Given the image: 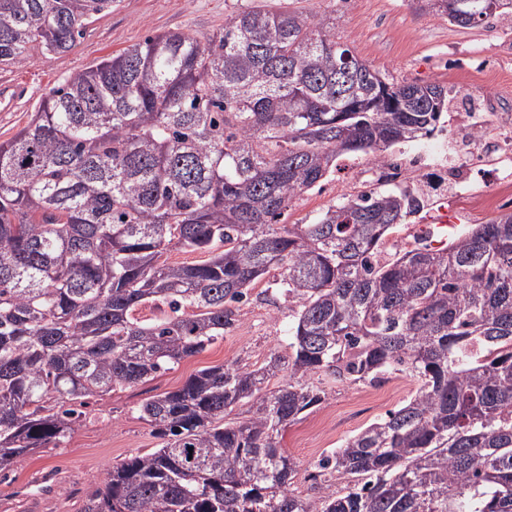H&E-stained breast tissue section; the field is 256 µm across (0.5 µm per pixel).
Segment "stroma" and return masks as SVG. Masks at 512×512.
Masks as SVG:
<instances>
[{"instance_id": "obj_1", "label": "stroma", "mask_w": 512, "mask_h": 512, "mask_svg": "<svg viewBox=\"0 0 512 512\" xmlns=\"http://www.w3.org/2000/svg\"><path fill=\"white\" fill-rule=\"evenodd\" d=\"M274 9L327 14L336 19V35L362 60L395 82H438L455 92L449 112H472L480 95H489L490 112L512 113V17L495 25L461 28L447 16L420 10L417 0H264ZM252 0H119L100 16L69 52H33L20 68H0V87L18 85L24 95L16 108L0 112V141L24 126L42 98L70 73L88 68L103 56L144 41L147 36L182 31L206 40ZM369 156L344 157L335 173L299 195L282 216L285 224H306L327 206L373 188ZM500 178L496 167L472 173L466 185L433 193L425 210L410 217L391 236L394 244L413 242L417 225L447 216L458 227L481 224L512 213V203L474 209L472 194L490 192ZM271 270L257 284L238 320L223 340L173 370L145 383L94 398L87 415L60 447L43 448L0 475V512H83L86 497L124 458L156 447L139 405L150 397L177 389L198 370L222 363L250 368L263 365L271 352L288 355V303L266 282L278 280ZM326 403L288 426L281 444L298 462L293 488L308 495L318 461L418 388L406 376L393 374L381 384L327 382Z\"/></svg>"}]
</instances>
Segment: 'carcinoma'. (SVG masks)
I'll use <instances>...</instances> for the list:
<instances>
[{
  "mask_svg": "<svg viewBox=\"0 0 512 512\" xmlns=\"http://www.w3.org/2000/svg\"><path fill=\"white\" fill-rule=\"evenodd\" d=\"M427 2L462 28L492 17ZM117 3L0 0V66L69 51ZM446 111L447 88L389 80L329 18L265 5L67 75L0 142V472L66 442L90 399L224 339L275 268L288 358L205 367L143 402L159 447L112 466L84 512H512V214L389 255L424 193L278 223L340 156L381 163ZM397 372L416 393L318 462L346 486L296 494L280 437L327 401L314 377Z\"/></svg>",
  "mask_w": 512,
  "mask_h": 512,
  "instance_id": "obj_1",
  "label": "carcinoma"
}]
</instances>
